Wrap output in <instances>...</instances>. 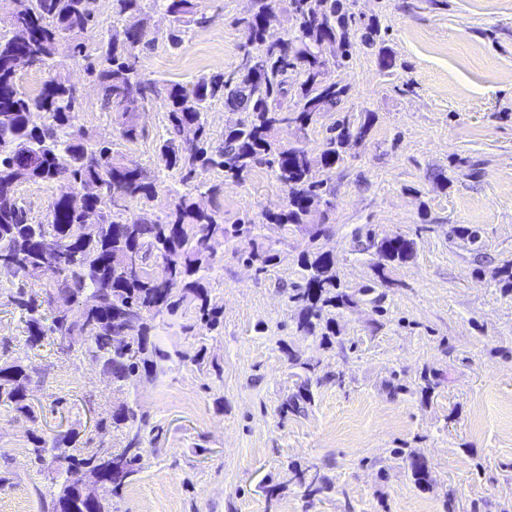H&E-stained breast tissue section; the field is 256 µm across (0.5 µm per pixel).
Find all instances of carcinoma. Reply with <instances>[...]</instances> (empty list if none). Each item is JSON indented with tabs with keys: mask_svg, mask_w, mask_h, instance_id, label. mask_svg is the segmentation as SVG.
<instances>
[{
	"mask_svg": "<svg viewBox=\"0 0 512 512\" xmlns=\"http://www.w3.org/2000/svg\"><path fill=\"white\" fill-rule=\"evenodd\" d=\"M17 7L0 33V260H8V273L21 285L9 292L8 302L24 315L25 345L39 348L53 339L68 349L81 344L83 355L95 362L112 388L121 391L143 380L156 381L174 359L204 362L203 349L175 354L158 341L162 326L176 318L186 333L217 331L220 312L211 306L210 274L215 246L254 237V224H226L219 213L200 204L203 195L213 201L223 184H196L199 168H218L224 176L242 180L255 167L270 169L288 189V205L267 219L288 229L306 223L320 205L323 180L318 173L344 160L349 139L347 118L327 129L323 149L316 156L303 147L285 146L276 139L284 127L303 132L315 114L339 107L347 88L331 78L332 69L344 64L351 47L353 20L346 0H289L297 33L289 41L269 42L265 37L267 0H256L254 13L245 21L248 42L238 72L232 76L202 77L191 88L174 84L161 92L136 68V50L148 44L147 18L142 0H112V13L126 18L124 39L101 43L98 62L86 69L96 83L101 107L126 141L142 136L137 114L162 98L167 125L157 151L158 166L180 176L183 190L173 196L164 217L143 212L137 219L126 215L131 201H153L157 185L142 170L129 168L109 145L94 142L73 123L79 99L70 93V77L56 63L59 38L72 32L84 35L94 19L89 0H15ZM176 26L169 42L180 46L185 27L206 23L198 14L197 0H154ZM26 50L31 66L49 69V78L35 95L20 90L14 61ZM248 112L246 121L224 134L221 143L211 140L206 112L213 100ZM42 113L46 121L34 125L29 113ZM100 179L105 189H119L122 197L112 205L90 199L72 207L59 193L49 204L44 220L31 221L20 205L17 190L24 183L51 182L71 188ZM94 212L98 227L85 230L87 213ZM45 236L62 245L57 265L39 251ZM375 268L402 263L414 256V241L401 234L371 240ZM135 257L137 269L126 261ZM302 284L289 300L300 307L297 329L313 335L321 331V345L331 344L336 323L331 310L349 305L351 296L341 288L333 258L317 248L302 253ZM64 294L78 305L92 294L97 312L85 320L52 309L53 296ZM137 316L140 327L125 342L116 341L126 319ZM288 364L297 370L300 384L281 403L282 413L300 412V403L312 402V385L318 364L288 350ZM30 367L20 357L0 360V407L32 423L38 419L30 386ZM148 414L139 398L111 406L99 417L96 430L115 432L122 449L114 454L117 469L107 478L87 507L88 512H112V498L120 495L140 471L146 445ZM75 428L46 435L29 432L26 455L43 464L51 480L65 473L63 464L95 473L104 464ZM405 463L415 483L428 482L426 461L415 452ZM288 481L303 488L311 501L331 488L319 470L288 466Z\"/></svg>",
	"mask_w": 512,
	"mask_h": 512,
	"instance_id": "obj_1",
	"label": "carcinoma"
}]
</instances>
